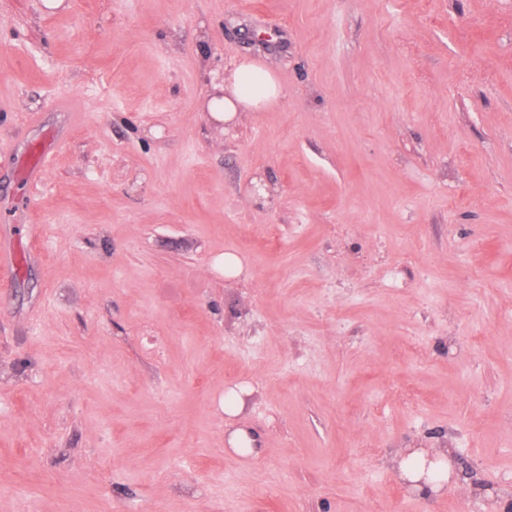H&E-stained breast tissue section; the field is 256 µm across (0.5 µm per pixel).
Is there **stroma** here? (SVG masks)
I'll return each mask as SVG.
<instances>
[{"label": "stroma", "mask_w": 512, "mask_h": 512, "mask_svg": "<svg viewBox=\"0 0 512 512\" xmlns=\"http://www.w3.org/2000/svg\"><path fill=\"white\" fill-rule=\"evenodd\" d=\"M5 250L0 512H512V0H0ZM217 93L208 102V109L218 121H230L237 112L258 111L277 100L282 88L275 73L241 61L214 86ZM411 461H417L419 464L414 465ZM425 462L426 460L423 459L421 454L413 453L409 461L400 462L398 475L403 481L411 484L412 490L421 495L430 496L443 490L441 483L443 478L439 480V478L435 477L434 471L437 469V466L442 467L444 463L443 461L432 462L429 470H426ZM421 481H424V483L420 484Z\"/></svg>", "instance_id": "obj_1"}]
</instances>
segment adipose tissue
I'll return each instance as SVG.
<instances>
[{
  "instance_id": "adipose-tissue-1",
  "label": "adipose tissue",
  "mask_w": 512,
  "mask_h": 512,
  "mask_svg": "<svg viewBox=\"0 0 512 512\" xmlns=\"http://www.w3.org/2000/svg\"><path fill=\"white\" fill-rule=\"evenodd\" d=\"M281 94L282 88L271 69L243 61L217 84L208 108L215 119L225 122L236 113L261 110Z\"/></svg>"
}]
</instances>
